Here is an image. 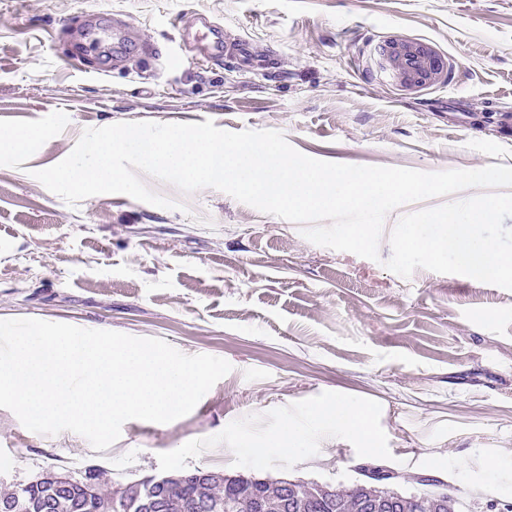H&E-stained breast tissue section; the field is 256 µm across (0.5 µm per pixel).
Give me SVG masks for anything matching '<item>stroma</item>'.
<instances>
[{"instance_id": "obj_1", "label": "stroma", "mask_w": 512, "mask_h": 512, "mask_svg": "<svg viewBox=\"0 0 512 512\" xmlns=\"http://www.w3.org/2000/svg\"><path fill=\"white\" fill-rule=\"evenodd\" d=\"M204 17L249 41L261 71L192 55L170 67L166 53L182 54ZM116 28L132 42L117 62ZM392 38L431 45L447 82L399 87L380 65ZM208 120L279 131L334 163L512 166V0H0V129L47 131L31 151L0 154V320L159 338L232 366L188 415L127 421L103 451L0 408V492L93 464L124 484L219 467L348 489L379 465L405 494L439 480L460 512L512 503V291L383 265L402 213L443 198L389 213L373 261L214 188L146 174L179 209L125 194L71 205L33 176L88 128ZM336 401L368 409L371 441L318 428L314 410ZM287 424L297 457L251 456Z\"/></svg>"}]
</instances>
